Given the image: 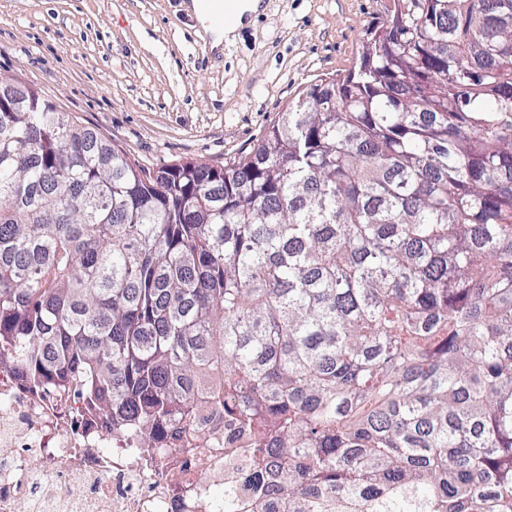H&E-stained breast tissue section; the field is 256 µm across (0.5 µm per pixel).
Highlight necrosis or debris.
Returning <instances> with one entry per match:
<instances>
[{"label": "necrosis or debris", "instance_id": "4bbe7bcc", "mask_svg": "<svg viewBox=\"0 0 512 512\" xmlns=\"http://www.w3.org/2000/svg\"><path fill=\"white\" fill-rule=\"evenodd\" d=\"M0 354V512H213L240 485L224 420L202 408L189 440L139 454V438L102 422L78 391L29 384Z\"/></svg>", "mask_w": 512, "mask_h": 512}]
</instances>
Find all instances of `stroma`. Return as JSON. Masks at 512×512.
Here are the masks:
<instances>
[{
  "label": "stroma",
  "mask_w": 512,
  "mask_h": 512,
  "mask_svg": "<svg viewBox=\"0 0 512 512\" xmlns=\"http://www.w3.org/2000/svg\"><path fill=\"white\" fill-rule=\"evenodd\" d=\"M187 0H0V75L149 170L250 153L310 84L347 73L390 0H260L212 46Z\"/></svg>",
  "instance_id": "35a3bbf8"
}]
</instances>
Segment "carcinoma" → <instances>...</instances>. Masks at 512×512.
<instances>
[{"label":"carcinoma","mask_w":512,"mask_h":512,"mask_svg":"<svg viewBox=\"0 0 512 512\" xmlns=\"http://www.w3.org/2000/svg\"><path fill=\"white\" fill-rule=\"evenodd\" d=\"M218 170L0 109V349L147 452L250 432L218 512H512V0H393Z\"/></svg>","instance_id":"1"}]
</instances>
